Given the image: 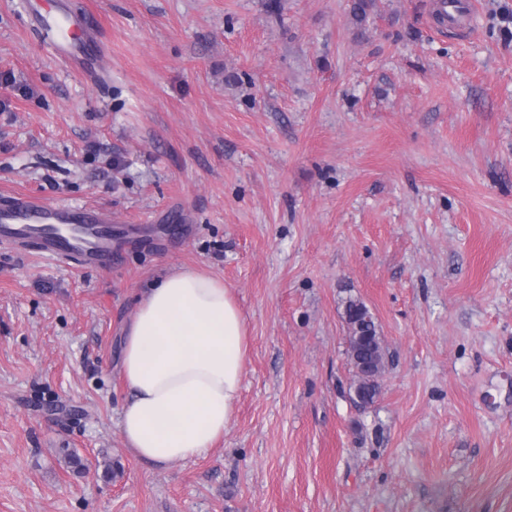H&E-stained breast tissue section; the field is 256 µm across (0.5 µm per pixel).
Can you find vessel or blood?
<instances>
[{
  "label": "vessel or blood",
  "instance_id": "b4317fda",
  "mask_svg": "<svg viewBox=\"0 0 512 512\" xmlns=\"http://www.w3.org/2000/svg\"><path fill=\"white\" fill-rule=\"evenodd\" d=\"M29 14L47 34V50L77 74L103 77L104 53L87 13L64 0H29ZM111 217L100 209L38 203L25 196L0 200V243L19 250L37 247L42 254L83 268L112 264Z\"/></svg>",
  "mask_w": 512,
  "mask_h": 512
}]
</instances>
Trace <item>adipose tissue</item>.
Segmentation results:
<instances>
[{
    "instance_id": "1",
    "label": "adipose tissue",
    "mask_w": 512,
    "mask_h": 512,
    "mask_svg": "<svg viewBox=\"0 0 512 512\" xmlns=\"http://www.w3.org/2000/svg\"><path fill=\"white\" fill-rule=\"evenodd\" d=\"M246 355L245 323L223 280L192 269L156 279L122 343L119 427L130 452L158 469L208 453L224 436Z\"/></svg>"
}]
</instances>
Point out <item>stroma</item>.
Listing matches in <instances>:
<instances>
[{"mask_svg": "<svg viewBox=\"0 0 512 512\" xmlns=\"http://www.w3.org/2000/svg\"><path fill=\"white\" fill-rule=\"evenodd\" d=\"M24 2L0 197L124 234L106 269L0 245V512H512V0L446 29L436 0H80L98 84ZM179 268L231 289L248 352L223 440L157 469L118 426L121 342ZM349 298L390 353L366 409Z\"/></svg>", "mask_w": 512, "mask_h": 512, "instance_id": "1", "label": "stroma"}]
</instances>
